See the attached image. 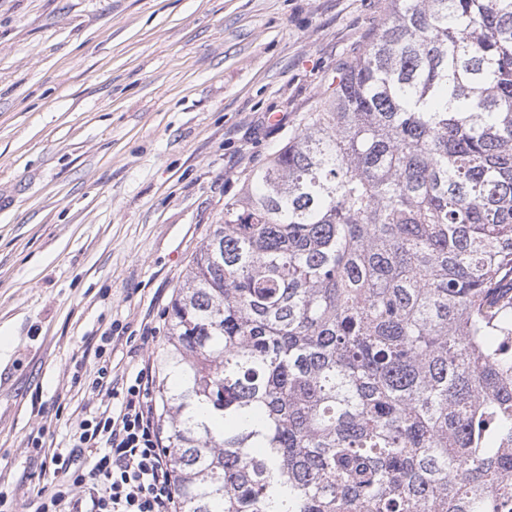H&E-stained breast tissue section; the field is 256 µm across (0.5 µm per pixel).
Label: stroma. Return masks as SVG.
Instances as JSON below:
<instances>
[{
    "mask_svg": "<svg viewBox=\"0 0 512 512\" xmlns=\"http://www.w3.org/2000/svg\"><path fill=\"white\" fill-rule=\"evenodd\" d=\"M390 0H0V487L52 480L94 351L158 363L171 303L247 174ZM157 328L140 345L144 327ZM49 413L39 414L41 404Z\"/></svg>",
    "mask_w": 512,
    "mask_h": 512,
    "instance_id": "stroma-1",
    "label": "stroma"
}]
</instances>
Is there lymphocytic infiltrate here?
<instances>
[{"label":"lymphocytic infiltrate","instance_id":"obj_1","mask_svg":"<svg viewBox=\"0 0 512 512\" xmlns=\"http://www.w3.org/2000/svg\"><path fill=\"white\" fill-rule=\"evenodd\" d=\"M113 341L104 336L95 351L89 387L101 400L78 419L68 446L32 442L35 455L58 475L38 490L35 512H178L152 397L155 369L142 364L115 390Z\"/></svg>","mask_w":512,"mask_h":512}]
</instances>
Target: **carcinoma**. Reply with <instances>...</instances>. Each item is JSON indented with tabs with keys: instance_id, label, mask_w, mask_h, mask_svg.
<instances>
[{
	"instance_id": "carcinoma-1",
	"label": "carcinoma",
	"mask_w": 512,
	"mask_h": 512,
	"mask_svg": "<svg viewBox=\"0 0 512 512\" xmlns=\"http://www.w3.org/2000/svg\"><path fill=\"white\" fill-rule=\"evenodd\" d=\"M332 85L172 302L179 512H512V0H391Z\"/></svg>"
}]
</instances>
